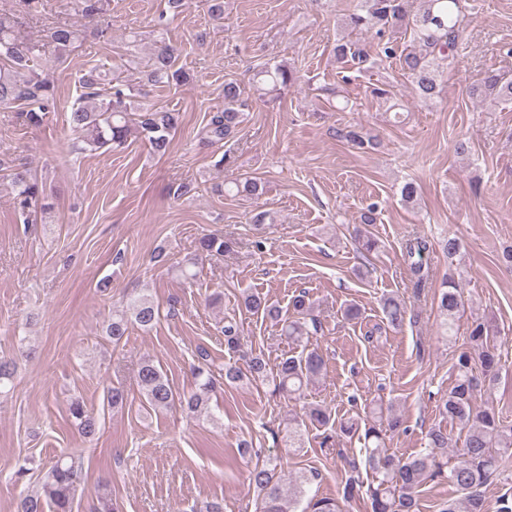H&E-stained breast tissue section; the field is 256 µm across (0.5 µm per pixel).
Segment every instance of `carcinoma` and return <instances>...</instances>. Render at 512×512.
Segmentation results:
<instances>
[{
  "label": "carcinoma",
  "instance_id": "carcinoma-1",
  "mask_svg": "<svg viewBox=\"0 0 512 512\" xmlns=\"http://www.w3.org/2000/svg\"><path fill=\"white\" fill-rule=\"evenodd\" d=\"M466 20L462 0H419L415 10L411 9L409 0H356L353 9L342 20L341 28L346 35L336 41L333 53L342 63L364 66L371 58L370 47L355 35L370 32L376 56L381 60L398 59L401 70L410 79L413 94L421 100L432 101L440 95V69L453 56ZM400 34L410 35V44L402 50L399 49ZM47 38L60 61L81 45L83 36L81 29L64 22L52 28ZM177 57L176 47L160 41L148 73L150 81L166 85L188 81L189 74L178 67ZM43 69L39 43L20 35L17 17L0 15V106L21 105L25 120L39 124L43 115L56 105L54 82ZM294 80V71L283 62H266L251 77L259 95L273 98L279 97ZM80 84L82 93L68 116L70 127L80 134L79 150L120 147L134 130L153 154L163 157L168 153L170 136L181 122L180 113L134 105L136 94L130 87L125 89L117 85L112 87V92H106L103 78L95 69L86 72ZM472 96L512 104V73L488 72L472 87ZM244 106L240 84L234 80L224 82V110L212 113L200 132L202 142L216 143L234 137L242 123ZM338 135L357 149L374 141V137L352 126L340 129ZM8 178L22 209L38 203L43 191L29 169L15 168ZM224 191L234 196L258 197L263 192V183L258 177L242 174L225 185ZM231 247V241L214 235L199 240V249L209 256H222ZM430 250L431 244L422 237L409 239L404 248L407 266L418 289L430 278ZM243 306L246 312L280 326L282 335L297 345L322 332L320 316L304 291L293 297L286 311L258 292L245 294ZM464 308L460 284L452 278L444 280L438 309L446 336L451 337L457 332ZM382 309L391 327L402 325L405 310L397 296H384ZM160 316V308L151 298L132 296L125 307L114 311L106 324L105 336L117 346L127 335L130 323L149 330ZM223 333L227 350L233 354L240 352L238 324L224 322ZM498 365L494 324L488 319L477 318L468 328L467 348L458 354L453 365L454 383L439 404L440 415L466 431L453 464L447 467L440 461L452 447L447 431L440 427L428 432L427 453L407 458L389 453L387 440L399 430L401 422L392 410L386 411L380 405L377 420L364 431L365 465L371 470L373 479L366 485L348 480L345 498L365 496L371 512H417V488L427 477L437 476L445 478L462 495L457 501H448L442 512H485L483 488L503 474L504 463L512 456V423L495 408L477 402L479 384H494ZM325 372L323 355L315 349L288 355L275 369L269 367L263 355L255 354L245 358L241 367L227 364L216 371L200 366L193 368L196 389L181 396L173 392L162 369L147 357L139 363L138 384L145 401L155 409L178 403L191 413L209 416L210 394L219 377L227 385L244 380L250 384H271L273 392L298 401L303 398L304 390L318 382ZM68 411L71 422L83 437L92 439L97 435L100 417L81 399H70ZM303 417L319 428L333 427L331 410L327 406H306L303 415H289L286 432L291 448L302 445L300 419ZM279 469L277 458L270 457L249 471V485L257 493L256 512H340L336 501L326 497L311 498L306 509L298 510L309 478L298 472L286 485ZM81 486L82 468L71 456L62 454L44 471L38 487L21 499L20 512H46L48 509L72 512Z\"/></svg>",
  "mask_w": 512,
  "mask_h": 512
}]
</instances>
